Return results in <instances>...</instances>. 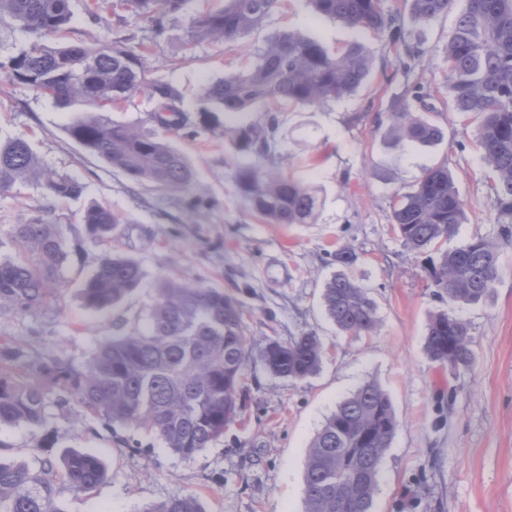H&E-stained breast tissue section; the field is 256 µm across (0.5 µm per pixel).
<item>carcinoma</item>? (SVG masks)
I'll return each instance as SVG.
<instances>
[{
  "mask_svg": "<svg viewBox=\"0 0 512 512\" xmlns=\"http://www.w3.org/2000/svg\"><path fill=\"white\" fill-rule=\"evenodd\" d=\"M129 15L148 22L151 37L134 48L131 38L93 44L52 46L48 39L71 24L72 0H0V25L18 26L28 44L0 56V74L29 85L61 106L80 105L82 115L68 126L69 137L83 151L122 172L133 184L181 191L192 183L188 158L167 139L168 133L198 136L197 122L181 104L177 88L153 76L152 44L183 13L185 0H119ZM312 12L359 34L344 48L331 50L294 30H278L245 55L243 70L210 82L203 91L205 112L238 114L255 109L259 123L224 126V139L256 162L235 170L241 197L269 224H312L316 190L285 176L277 162L278 112L290 104L325 106L355 93L372 72L374 38L395 52L396 66L407 72L425 55L406 32L404 15L386 11L383 0H306ZM409 17L420 25L461 8L448 43V100L453 111L477 120V146L489 170V190L500 241L512 240V0H407ZM280 0H224L215 10L194 16L182 49L194 56L203 44L231 49L261 28ZM93 22L112 8V0H84ZM139 92L154 107L152 127L118 123L107 113L125 106ZM431 89L415 84L391 101L384 136L395 147L431 144L441 137L425 112ZM30 184L49 199L81 194L75 179L46 167L23 138L0 141V191ZM465 219V203L448 166L424 172L411 191L392 207L404 246L423 252L452 236ZM129 220L109 207L87 208L82 217L88 237L103 241ZM16 257L0 258V311L28 313L43 308L54 292V276L65 260L60 225L42 218L13 225ZM499 241L475 236L439 254L429 277L434 296L450 303L477 304L494 288L499 273ZM357 259L338 248L332 261L341 271L326 283L323 305L336 328L364 336L378 326L368 293L342 272ZM145 276L139 261L107 257L85 281L82 297L94 310L122 308ZM430 359L450 368L474 363L468 325L436 314L426 336ZM252 353L240 305L223 292L173 278L159 280L144 322L120 315L112 335L102 337L81 367L60 355L34 362L59 384L57 404L74 401L110 429L141 428L164 448L192 460L223 436L241 407L243 369ZM323 355L318 336L305 332L286 343L268 340L259 350L275 375L302 381L314 375ZM25 352L0 341V427L45 422L46 390L26 379ZM397 428L387 395L374 383L341 401L310 445L305 465V512H371L383 459ZM109 479L94 455L68 449L42 460L37 471L0 462V512H60L57 485L90 493ZM142 512H203L193 496L174 498Z\"/></svg>",
  "mask_w": 512,
  "mask_h": 512,
  "instance_id": "cac0c4a2",
  "label": "carcinoma"
}]
</instances>
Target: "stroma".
Instances as JSON below:
<instances>
[{"instance_id":"35a3bbf8","label":"stroma","mask_w":512,"mask_h":512,"mask_svg":"<svg viewBox=\"0 0 512 512\" xmlns=\"http://www.w3.org/2000/svg\"><path fill=\"white\" fill-rule=\"evenodd\" d=\"M220 5L188 0L183 22L153 48L156 76L181 92L191 114L201 107L207 83L240 67L237 51L222 46H201L193 59L182 55L186 20ZM454 22L448 14L410 27L426 51L410 75L397 72L393 54L381 48L372 76L355 96L280 113L278 162L319 191L312 224H268L250 210L233 177L244 158L225 140L221 123L207 125L192 140L170 135L195 170L186 190L136 186L68 136L72 110L0 76V139H27L45 165L84 186L80 197L66 200H47L42 189L27 184L0 193V257L16 252L13 225L37 217L61 225L66 253L48 306L22 315L0 312V340L16 342L31 362L59 354L85 364L112 316L87 308L81 291L117 250L145 271L123 305L128 318L144 315L156 282L172 276L234 298L255 345L304 332L324 345L319 370L300 382L273 375L252 356L244 371L246 414L192 460L162 449L143 430H104L72 403L52 405L44 426L0 427V461L36 470L46 456L70 448L100 458L109 479L87 495L61 489L62 512H143L188 495L204 512H304L311 442L338 403L373 382L390 399L398 425L372 512H512V245L501 251L499 275L485 300L448 304L433 296L430 253L408 250L392 222L394 198L410 191L427 169L445 164L466 209L463 224L440 250L498 233L476 124L448 102L443 50ZM286 28L332 49L353 39L341 23L314 16L305 0H285L244 44L254 48ZM127 31L144 36L148 25L112 16L93 24L78 7L56 41L89 42ZM419 82L434 91L428 119L442 138L393 149L383 131L391 100ZM95 204L127 218L113 230L112 242L96 243L85 234L80 217ZM340 247L358 256L351 273L376 304L379 328L373 335H344L325 313L323 289L336 271L330 255ZM443 311L468 324L472 367L448 369L430 360L425 337L432 317Z\"/></svg>"}]
</instances>
